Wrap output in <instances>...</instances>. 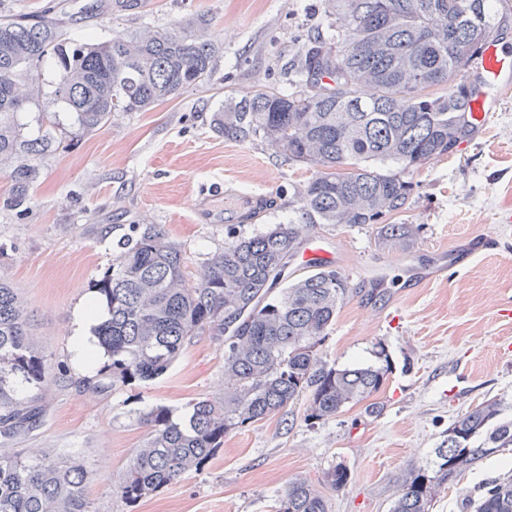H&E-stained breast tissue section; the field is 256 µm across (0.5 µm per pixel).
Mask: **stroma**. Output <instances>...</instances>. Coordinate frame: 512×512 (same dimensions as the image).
<instances>
[{
    "mask_svg": "<svg viewBox=\"0 0 512 512\" xmlns=\"http://www.w3.org/2000/svg\"><path fill=\"white\" fill-rule=\"evenodd\" d=\"M0 0V11L52 16L73 40L109 38L113 30L206 22L221 45L211 78L148 112H121L91 132L73 127L53 96L27 103L19 115L32 139L55 144L36 160L38 177L25 211L0 206V276L18 288L47 357L51 391L39 426L18 448H50L87 459V491L96 512H274L288 477L322 486L343 463L347 487L330 493L331 512H390L401 474L434 458L455 417L489 399L512 417V88L504 90L486 132L414 171L417 189L399 219L419 232L401 249L379 243L370 225L319 224L313 229L354 292L324 339L323 358L339 368L375 363L376 347L393 371L365 404L313 425L303 404L227 435L197 471L137 503L112 494L147 429L140 414L166 406L185 413L196 398L224 390V346L194 338L161 378L97 387L98 373L80 371L69 351L70 324L86 302L100 304L93 284L112 263L131 225L156 224L178 243L190 268L222 250L226 228L243 233L298 220L288 203L312 168L277 156L260 142L224 140L210 126L228 91L284 88L304 35L323 32L324 0ZM269 200L253 223L241 212ZM493 236L494 251L465 268H447L423 287L404 290L410 271L434 254ZM385 269L391 285L373 276ZM512 474V452L481 460L450 483L432 512H468L486 482Z\"/></svg>",
    "mask_w": 512,
    "mask_h": 512,
    "instance_id": "obj_1",
    "label": "stroma"
}]
</instances>
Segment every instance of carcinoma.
<instances>
[{
    "label": "carcinoma",
    "mask_w": 512,
    "mask_h": 512,
    "mask_svg": "<svg viewBox=\"0 0 512 512\" xmlns=\"http://www.w3.org/2000/svg\"><path fill=\"white\" fill-rule=\"evenodd\" d=\"M509 0H326L327 33L308 38L293 60L285 92L258 86L231 93L214 111L224 140L260 141L313 169L290 206L301 223L273 224L255 234L232 230L224 249L196 272L179 244L156 224H134L115 259L95 281L106 319L95 328L109 361L110 385L162 376L195 336L224 342V392L200 397L176 417L166 406L144 417L147 434L112 488L134 503L177 481L224 446V437L306 398L304 420L336 417L384 385L392 364L339 369L320 344L350 298L348 277L332 267L288 275L291 259L317 224L377 225L378 240L404 247L413 224H388L406 211L416 183L410 172L453 152L473 133L470 86L458 80L471 52L497 36L512 15ZM218 48L199 21L99 42L71 41L48 16L0 18V168L13 182L9 207L28 199L35 160L48 134L25 139L19 113L42 94L34 68L52 59L54 99L74 124L91 131L119 112H149L207 80ZM446 87L437 95L428 92ZM47 359L18 290L0 278V512H96L87 495L88 463L7 444L35 429L42 408L16 398L25 383L47 391ZM487 400L458 416L432 463L408 470L391 512H430L448 484L483 458L512 450V419ZM350 473L340 463L323 483L340 492ZM473 512H512V476L485 483ZM275 512H328L323 493L302 477L288 480Z\"/></svg>",
    "instance_id": "1"
}]
</instances>
